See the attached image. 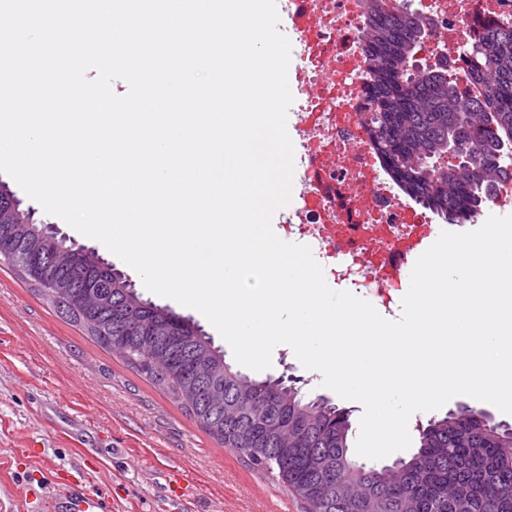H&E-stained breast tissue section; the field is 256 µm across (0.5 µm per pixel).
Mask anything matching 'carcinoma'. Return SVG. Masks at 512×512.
Wrapping results in <instances>:
<instances>
[{
  "label": "carcinoma",
  "mask_w": 512,
  "mask_h": 512,
  "mask_svg": "<svg viewBox=\"0 0 512 512\" xmlns=\"http://www.w3.org/2000/svg\"><path fill=\"white\" fill-rule=\"evenodd\" d=\"M365 50L375 61L368 130L387 174L405 195L465 224L512 178V25L488 30L467 49L461 96L445 67L413 73L423 24L366 0ZM454 145L465 163L440 160ZM0 263L103 349L165 392L212 438L275 474L306 512H512V426L461 406L418 429L408 458L378 467L354 459L348 412L309 399L300 379L261 380L233 369L192 319L143 298L87 248L67 244L19 208L0 184Z\"/></svg>",
  "instance_id": "obj_1"
}]
</instances>
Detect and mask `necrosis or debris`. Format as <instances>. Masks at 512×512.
Masks as SVG:
<instances>
[{"label":"necrosis or debris","mask_w":512,"mask_h":512,"mask_svg":"<svg viewBox=\"0 0 512 512\" xmlns=\"http://www.w3.org/2000/svg\"><path fill=\"white\" fill-rule=\"evenodd\" d=\"M430 29L418 55L448 47L460 88L466 45L485 28L512 24V0H390ZM290 29L301 46L293 69L300 97L298 196L282 232L309 246L334 283L382 297L403 265L433 232L427 212L404 199L369 141L365 84L374 62L362 48L363 0H288Z\"/></svg>","instance_id":"4bbe7bcc"}]
</instances>
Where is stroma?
I'll list each match as a JSON object with an SVG mask.
<instances>
[{
  "label": "stroma",
  "mask_w": 512,
  "mask_h": 512,
  "mask_svg": "<svg viewBox=\"0 0 512 512\" xmlns=\"http://www.w3.org/2000/svg\"><path fill=\"white\" fill-rule=\"evenodd\" d=\"M350 409L319 371L278 345L269 374ZM189 486L170 489L173 472ZM82 485L112 512H305L269 472L211 438L163 391L93 342L0 265V512H43L53 487Z\"/></svg>",
  "instance_id": "35a3bbf8"
}]
</instances>
